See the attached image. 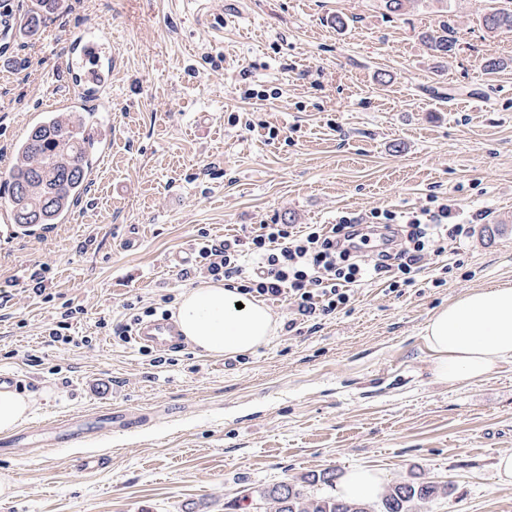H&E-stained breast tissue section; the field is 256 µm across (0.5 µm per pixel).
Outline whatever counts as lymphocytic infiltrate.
<instances>
[{
  "label": "lymphocytic infiltrate",
  "mask_w": 512,
  "mask_h": 512,
  "mask_svg": "<svg viewBox=\"0 0 512 512\" xmlns=\"http://www.w3.org/2000/svg\"><path fill=\"white\" fill-rule=\"evenodd\" d=\"M389 246L376 249L374 225L357 216L333 224H310L293 231L286 224H263L248 240L199 242L196 271L213 280L248 276L244 294L292 300L300 315L330 314L347 306L355 287L374 280L390 288L411 286L427 255L446 249L449 238L470 227L453 220L450 206L384 212Z\"/></svg>",
  "instance_id": "lymphocytic-infiltrate-1"
}]
</instances>
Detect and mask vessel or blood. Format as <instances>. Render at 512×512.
Returning <instances> with one entry per match:
<instances>
[{"label": "vessel or blood", "mask_w": 512, "mask_h": 512, "mask_svg": "<svg viewBox=\"0 0 512 512\" xmlns=\"http://www.w3.org/2000/svg\"><path fill=\"white\" fill-rule=\"evenodd\" d=\"M120 58L113 53L103 29L93 28L69 35L64 46V67L70 77L68 92L61 105L75 107L78 100L92 102L91 128L99 142L100 155H107L112 143V72ZM136 343L166 352L180 345L182 334L175 320L169 317L141 323L135 333ZM51 443L65 447L82 441L90 430L85 419L52 424L48 427Z\"/></svg>", "instance_id": "obj_1"}]
</instances>
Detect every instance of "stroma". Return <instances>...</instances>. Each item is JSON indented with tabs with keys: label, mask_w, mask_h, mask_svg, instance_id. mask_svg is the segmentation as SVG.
Returning a JSON list of instances; mask_svg holds the SVG:
<instances>
[{
	"label": "stroma",
	"mask_w": 512,
	"mask_h": 512,
	"mask_svg": "<svg viewBox=\"0 0 512 512\" xmlns=\"http://www.w3.org/2000/svg\"><path fill=\"white\" fill-rule=\"evenodd\" d=\"M506 2L58 0L30 39L19 23L36 0H0V177L67 88L66 36L106 28L124 60L112 154L72 222L0 242V373L31 423L124 415L75 447L0 433V512H260L264 487L333 495L306 476L355 467L450 486L421 512H512L494 470L512 453V362L441 384L422 333L439 306L512 282V30L482 23ZM445 28L456 46L439 58L428 37ZM441 203L471 230L412 286L369 283L304 321L269 301L281 327L257 351L145 352L112 333L126 303L159 316L200 286L187 274L200 236ZM68 306L73 343H48ZM85 455L108 464L76 470Z\"/></svg>",
	"instance_id": "stroma-1"
}]
</instances>
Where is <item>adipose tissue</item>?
I'll return each instance as SVG.
<instances>
[{"label":"adipose tissue","instance_id":"ef3b65f1","mask_svg":"<svg viewBox=\"0 0 512 512\" xmlns=\"http://www.w3.org/2000/svg\"><path fill=\"white\" fill-rule=\"evenodd\" d=\"M184 338L209 356L251 352L274 336L279 323L259 300L237 302L223 283L189 289L177 302ZM441 383L472 382L512 361V285L474 288L436 309L424 327Z\"/></svg>","mask_w":512,"mask_h":512}]
</instances>
